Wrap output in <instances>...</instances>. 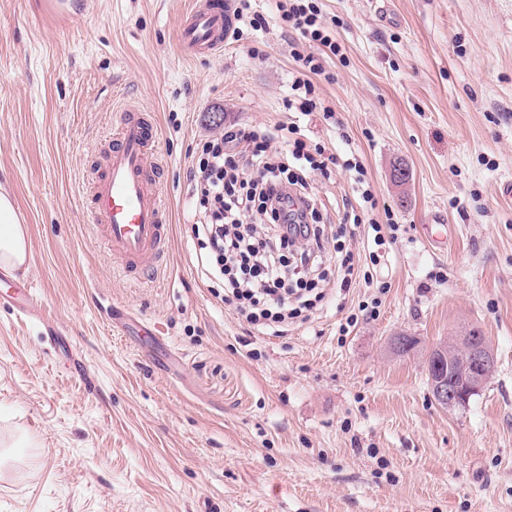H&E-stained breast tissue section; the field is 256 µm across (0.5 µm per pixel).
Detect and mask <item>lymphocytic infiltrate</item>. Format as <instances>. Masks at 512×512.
Segmentation results:
<instances>
[{"label":"lymphocytic infiltrate","mask_w":512,"mask_h":512,"mask_svg":"<svg viewBox=\"0 0 512 512\" xmlns=\"http://www.w3.org/2000/svg\"><path fill=\"white\" fill-rule=\"evenodd\" d=\"M277 8L285 27L299 37L291 50L296 77L286 107L307 116L320 102L315 77L325 74L329 61L342 58V48L318 0H278ZM200 145L190 169L197 261L206 279L223 280L225 305L250 329L285 335L310 306L308 296L319 286L314 274L329 242L309 176L332 164L348 170L353 164L332 154L314 155L293 123H231ZM360 197V208L346 212L338 233L368 226L369 259L376 265L387 239L369 217L377 205L373 192L363 190Z\"/></svg>","instance_id":"f902f5d3"}]
</instances>
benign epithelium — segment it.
<instances>
[{
    "label": "benign epithelium",
    "mask_w": 512,
    "mask_h": 512,
    "mask_svg": "<svg viewBox=\"0 0 512 512\" xmlns=\"http://www.w3.org/2000/svg\"><path fill=\"white\" fill-rule=\"evenodd\" d=\"M496 365L494 351L476 328L436 344L427 356L432 400L449 410L466 405Z\"/></svg>",
    "instance_id": "benign-epithelium-1"
}]
</instances>
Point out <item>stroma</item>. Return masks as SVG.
<instances>
[{"label": "stroma", "instance_id": "obj_1", "mask_svg": "<svg viewBox=\"0 0 512 512\" xmlns=\"http://www.w3.org/2000/svg\"><path fill=\"white\" fill-rule=\"evenodd\" d=\"M190 2L68 0L58 19L0 0V190L28 228L16 275L46 310L0 306V512H512V0H387L383 15L320 0L347 58L316 79L332 121L285 107L296 72L275 0H251L262 29L188 60ZM126 107L156 117L170 208L143 284L117 271L82 192ZM292 121L357 155L399 230L388 290L328 288L288 335H258L198 267L189 170L225 124ZM311 185L341 224L350 173ZM469 328L497 367L446 410L427 353ZM399 334L415 348L391 353Z\"/></svg>", "mask_w": 512, "mask_h": 512}]
</instances>
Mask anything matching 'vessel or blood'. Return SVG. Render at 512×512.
Wrapping results in <instances>:
<instances>
[{
  "instance_id": "vessel-or-blood-1",
  "label": "vessel or blood",
  "mask_w": 512,
  "mask_h": 512,
  "mask_svg": "<svg viewBox=\"0 0 512 512\" xmlns=\"http://www.w3.org/2000/svg\"><path fill=\"white\" fill-rule=\"evenodd\" d=\"M228 27L225 0H194L179 28L183 55L207 57L223 50ZM157 142L158 126L151 113L124 109L117 137L108 141L102 162L87 174L92 228L120 273L136 281L163 259L170 237ZM4 296L11 298L18 313L34 316L41 310L31 282L0 272V298Z\"/></svg>"
}]
</instances>
